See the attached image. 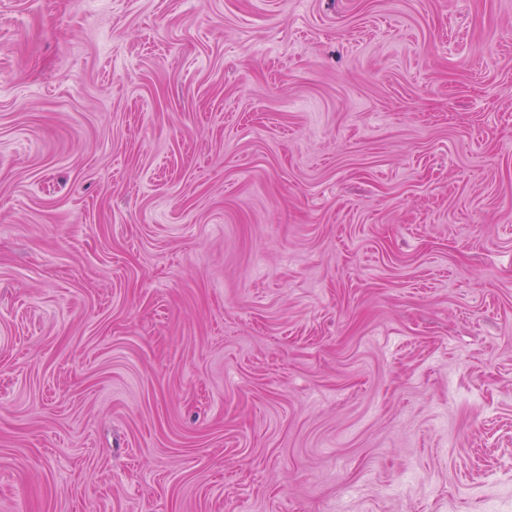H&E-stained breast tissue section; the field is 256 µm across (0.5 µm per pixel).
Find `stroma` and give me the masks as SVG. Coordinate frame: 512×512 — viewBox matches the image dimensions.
<instances>
[{
    "mask_svg": "<svg viewBox=\"0 0 512 512\" xmlns=\"http://www.w3.org/2000/svg\"><path fill=\"white\" fill-rule=\"evenodd\" d=\"M0 512H512V0H0Z\"/></svg>",
    "mask_w": 512,
    "mask_h": 512,
    "instance_id": "stroma-1",
    "label": "stroma"
}]
</instances>
